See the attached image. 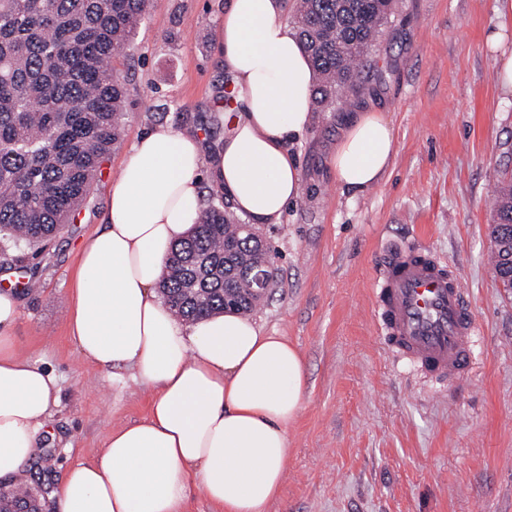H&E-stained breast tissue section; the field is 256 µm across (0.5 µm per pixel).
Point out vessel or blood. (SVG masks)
<instances>
[{
  "label": "vessel or blood",
  "mask_w": 512,
  "mask_h": 512,
  "mask_svg": "<svg viewBox=\"0 0 512 512\" xmlns=\"http://www.w3.org/2000/svg\"><path fill=\"white\" fill-rule=\"evenodd\" d=\"M373 313L384 342L442 381L467 375L476 322L460 278L430 246L382 241Z\"/></svg>",
  "instance_id": "vessel-or-blood-1"
}]
</instances>
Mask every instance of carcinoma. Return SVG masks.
Here are the masks:
<instances>
[{
  "label": "carcinoma",
  "mask_w": 512,
  "mask_h": 512,
  "mask_svg": "<svg viewBox=\"0 0 512 512\" xmlns=\"http://www.w3.org/2000/svg\"><path fill=\"white\" fill-rule=\"evenodd\" d=\"M149 0H0V234L30 249L51 239L89 194L119 138L126 58ZM393 0H299L292 21L318 84L314 103L334 112L355 92V71L388 23ZM494 223L512 224V178L495 187ZM235 275L224 287V259ZM272 260L263 238L217 202L202 209L166 259L162 298L194 321L252 311L256 262ZM38 490L12 491L23 512Z\"/></svg>",
  "instance_id": "obj_1"
}]
</instances>
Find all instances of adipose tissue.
<instances>
[{
    "mask_svg": "<svg viewBox=\"0 0 512 512\" xmlns=\"http://www.w3.org/2000/svg\"><path fill=\"white\" fill-rule=\"evenodd\" d=\"M217 47L241 90L221 147L205 152L197 134L166 125L141 134L102 227L79 250L72 339L91 363L130 371L154 393L143 419L61 476L55 512H179L194 489L223 512H266L280 495L306 387L300 352L234 313L184 323L157 293L172 245L197 222L204 183L255 224L275 223L300 194L290 145L312 122L316 80L284 0H228ZM394 152L384 115L354 112L330 166L357 193L382 179ZM18 317L16 293L1 288L0 479L12 480L59 405L54 373L10 337Z\"/></svg>",
    "mask_w": 512,
    "mask_h": 512,
    "instance_id": "obj_1",
    "label": "adipose tissue"
}]
</instances>
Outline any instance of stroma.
Wrapping results in <instances>:
<instances>
[{"instance_id":"35a3bbf8","label":"stroma","mask_w":512,"mask_h":512,"mask_svg":"<svg viewBox=\"0 0 512 512\" xmlns=\"http://www.w3.org/2000/svg\"><path fill=\"white\" fill-rule=\"evenodd\" d=\"M225 3L150 0L120 66L121 133L84 206L38 251L0 243V276L19 285L13 339L60 387L25 471L31 487L53 489L73 464L94 460L112 430L148 413L149 388L113 385L71 339L74 272L139 135L157 124L192 126L209 147L222 144L233 104L216 48ZM500 7L396 0L348 110L315 113L291 146L300 197L280 221L258 227L275 253L276 284L251 320L300 351L307 387L268 512H512V290L487 260L493 190L512 173V88L497 66L512 49V18ZM373 110L392 127L397 153L381 181L353 193L337 183L329 157L347 112ZM383 238L430 246L461 278L480 329L466 380L441 384L410 369L378 335L371 288Z\"/></svg>"}]
</instances>
